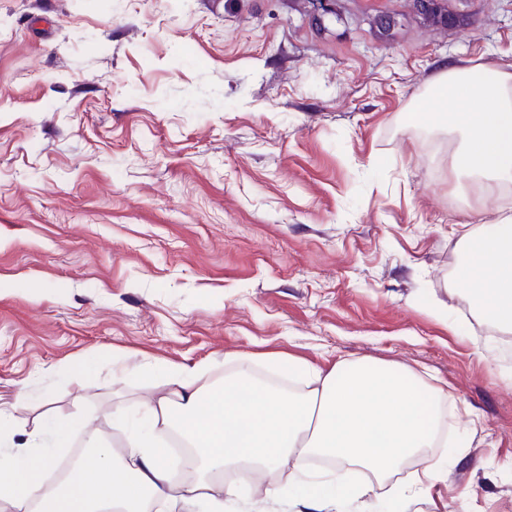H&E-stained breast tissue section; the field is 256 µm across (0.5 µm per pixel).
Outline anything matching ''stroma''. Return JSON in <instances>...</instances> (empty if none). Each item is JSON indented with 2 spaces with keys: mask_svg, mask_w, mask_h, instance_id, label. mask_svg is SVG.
<instances>
[{
  "mask_svg": "<svg viewBox=\"0 0 512 512\" xmlns=\"http://www.w3.org/2000/svg\"><path fill=\"white\" fill-rule=\"evenodd\" d=\"M0 0V400L110 447L161 366L254 354L402 365L440 388L441 481L410 503L353 467L342 512H512V337L460 312L450 253L512 218L457 178L453 112L405 114L456 66L512 62V0ZM395 16L392 37L371 19ZM137 366L112 378L113 360ZM88 364L80 380L67 367ZM228 512H307L264 484Z\"/></svg>",
  "mask_w": 512,
  "mask_h": 512,
  "instance_id": "obj_1",
  "label": "stroma"
}]
</instances>
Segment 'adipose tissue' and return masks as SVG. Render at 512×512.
I'll use <instances>...</instances> for the list:
<instances>
[{"mask_svg": "<svg viewBox=\"0 0 512 512\" xmlns=\"http://www.w3.org/2000/svg\"><path fill=\"white\" fill-rule=\"evenodd\" d=\"M427 104L438 111L453 107L465 132L454 162L459 173L487 179L491 191L512 180L511 63L442 72ZM467 242L461 281L481 301L485 317L511 328L512 225H489ZM233 360V375L219 384L205 381L204 363L169 371L166 392L148 405V430L129 443L125 458L116 459L112 448L91 437L87 459L56 489L46 488L44 473L52 447L64 444L73 424L48 419L44 430L29 432L24 452L0 464V501L17 512H103L110 502L123 512H152L159 503L174 512L199 505L204 512H224L225 498L241 492L220 479L232 466L249 462L272 474L288 459L319 453L384 477L427 454L447 423L441 390L423 389L403 366L346 360L326 372L304 366L305 392L288 394L256 378L253 355L238 353ZM176 433L196 450V476L183 485L172 483L163 451ZM291 484L315 512H338L346 499L365 494L303 470Z\"/></svg>", "mask_w": 512, "mask_h": 512, "instance_id": "ef3b65f1", "label": "adipose tissue"}]
</instances>
